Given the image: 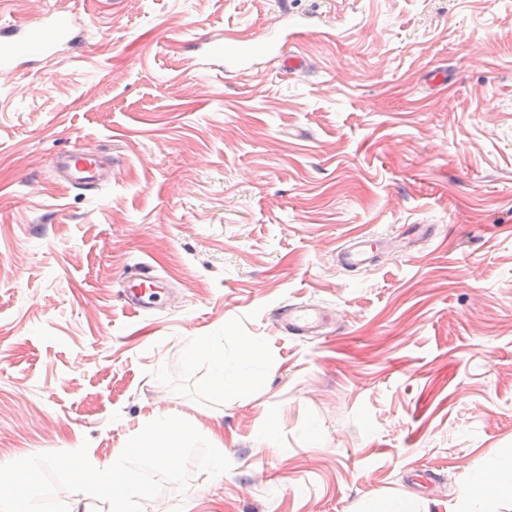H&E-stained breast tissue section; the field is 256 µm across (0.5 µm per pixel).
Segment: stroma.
<instances>
[{
  "label": "stroma",
  "mask_w": 512,
  "mask_h": 512,
  "mask_svg": "<svg viewBox=\"0 0 512 512\" xmlns=\"http://www.w3.org/2000/svg\"><path fill=\"white\" fill-rule=\"evenodd\" d=\"M61 2L88 22L81 60L0 77V459L102 464L174 408L197 427L178 476L126 454L155 491L137 512H357L396 491L455 512L512 450V0ZM232 27L295 32L309 70L199 69L192 40ZM76 144L112 156L110 184L48 175ZM406 224L438 231L337 266ZM141 262L175 289L135 314L117 291ZM296 303L341 333L283 334L273 311ZM190 336L268 361L225 400L207 360L184 366ZM272 410L274 453L255 445ZM29 491L40 512L81 495L50 465ZM391 239L381 235H367L349 240L336 255L338 265L346 271L357 272L371 267L374 252Z\"/></svg>",
  "instance_id": "obj_1"
}]
</instances>
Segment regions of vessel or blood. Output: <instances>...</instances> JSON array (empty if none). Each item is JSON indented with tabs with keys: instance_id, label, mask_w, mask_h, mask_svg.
<instances>
[{
	"instance_id": "1",
	"label": "vessel or blood",
	"mask_w": 512,
	"mask_h": 512,
	"mask_svg": "<svg viewBox=\"0 0 512 512\" xmlns=\"http://www.w3.org/2000/svg\"><path fill=\"white\" fill-rule=\"evenodd\" d=\"M81 19L73 11L49 5L17 24L9 34L0 33V75H14L24 64L64 53L79 51ZM203 59L219 61L224 70L256 68L260 59L270 56L272 48L265 40L248 32L229 29L210 34L199 44ZM112 160L80 146L52 155L50 172L74 188L94 191L112 179ZM386 237L367 235L349 240L336 255L338 265L357 272L371 267L375 251L385 245ZM167 288L150 265L137 264L123 278L121 297L133 312L151 307ZM277 318L292 336H313L335 321L334 313L324 308L289 304L279 307Z\"/></svg>"
}]
</instances>
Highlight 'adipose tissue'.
I'll return each mask as SVG.
<instances>
[{"mask_svg": "<svg viewBox=\"0 0 512 512\" xmlns=\"http://www.w3.org/2000/svg\"><path fill=\"white\" fill-rule=\"evenodd\" d=\"M204 356L210 360L206 389L228 400L243 394L255 369L266 359L264 350L252 342L241 343L233 354L214 349L205 336L184 343L186 367H194ZM192 431L188 421L163 412L143 423L131 450L150 455L158 468L174 476L183 465L179 448ZM54 464L70 471L82 485L80 498L71 502L68 512H89L94 501L104 504V512H132L135 501L153 497L151 485L129 479L124 456H113L111 463L102 467L76 456L55 459ZM27 474L26 467L0 462V512H37ZM508 496L512 497V452L489 458L483 469L472 475L461 495L460 512H491L497 501Z\"/></svg>", "mask_w": 512, "mask_h": 512, "instance_id": "ef3b65f1", "label": "adipose tissue"}]
</instances>
